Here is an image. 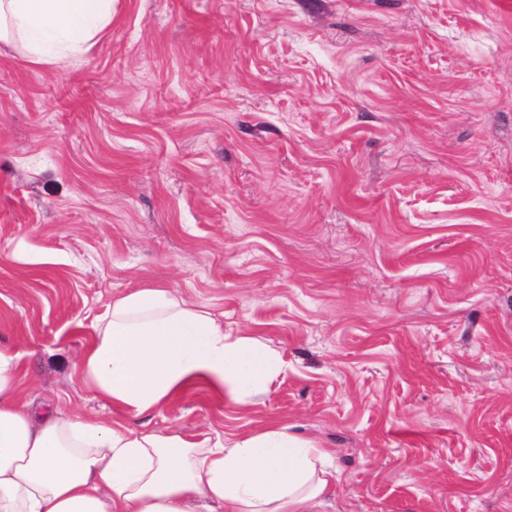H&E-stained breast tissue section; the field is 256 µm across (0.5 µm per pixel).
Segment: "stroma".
Wrapping results in <instances>:
<instances>
[{"label":"stroma","mask_w":512,"mask_h":512,"mask_svg":"<svg viewBox=\"0 0 512 512\" xmlns=\"http://www.w3.org/2000/svg\"><path fill=\"white\" fill-rule=\"evenodd\" d=\"M161 285L287 363L146 429L283 423L323 512H512V0H113L78 64L0 42V344L43 407Z\"/></svg>","instance_id":"35a3bbf8"}]
</instances>
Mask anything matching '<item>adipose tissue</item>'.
I'll use <instances>...</instances> for the list:
<instances>
[{
  "label": "adipose tissue",
  "mask_w": 512,
  "mask_h": 512,
  "mask_svg": "<svg viewBox=\"0 0 512 512\" xmlns=\"http://www.w3.org/2000/svg\"><path fill=\"white\" fill-rule=\"evenodd\" d=\"M112 18V0H0V41L23 36L29 62L79 59ZM73 369L110 420L21 401L25 354L0 345V512H318L333 453L274 425L197 441L133 418L206 390L234 404L268 391L281 353L234 336L171 289L137 288L94 318Z\"/></svg>",
  "instance_id": "obj_1"
}]
</instances>
